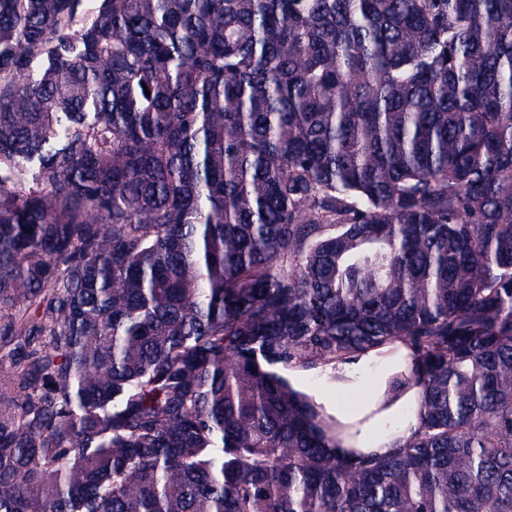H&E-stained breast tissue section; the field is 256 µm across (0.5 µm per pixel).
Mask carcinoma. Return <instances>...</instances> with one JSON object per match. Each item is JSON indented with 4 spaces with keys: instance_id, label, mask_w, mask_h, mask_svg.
<instances>
[{
    "instance_id": "1",
    "label": "carcinoma",
    "mask_w": 512,
    "mask_h": 512,
    "mask_svg": "<svg viewBox=\"0 0 512 512\" xmlns=\"http://www.w3.org/2000/svg\"><path fill=\"white\" fill-rule=\"evenodd\" d=\"M0 367V512H512V0H0ZM390 353L381 358L372 351L347 363H336L314 370L308 377L301 370H288L292 386L313 398L324 414L336 420L343 429L336 433V452L351 450L363 454H381L392 448L393 434L407 433L416 420L405 410L419 387L411 389L390 387L395 373H408L412 368V352L401 343L384 350ZM377 363L378 373L371 393H364L362 378ZM386 426L389 428L386 429Z\"/></svg>"
}]
</instances>
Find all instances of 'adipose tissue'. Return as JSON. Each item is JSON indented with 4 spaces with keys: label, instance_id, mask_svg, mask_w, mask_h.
I'll return each instance as SVG.
<instances>
[{
    "label": "adipose tissue",
    "instance_id": "1",
    "mask_svg": "<svg viewBox=\"0 0 512 512\" xmlns=\"http://www.w3.org/2000/svg\"><path fill=\"white\" fill-rule=\"evenodd\" d=\"M377 367L374 388L364 393L362 378L370 367ZM412 368V352L405 345L391 346L385 357L368 353L357 360L326 366L305 374L300 370L288 373L292 386L313 398L326 416L342 427L336 436V451L381 454L392 448L396 435L415 427L416 420L406 408L416 389L391 388L393 374Z\"/></svg>",
    "mask_w": 512,
    "mask_h": 512
}]
</instances>
